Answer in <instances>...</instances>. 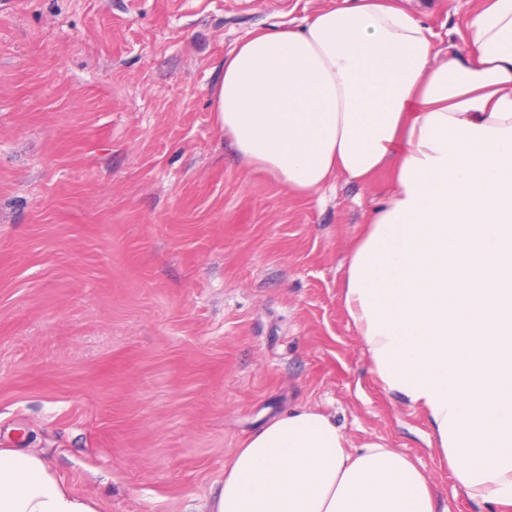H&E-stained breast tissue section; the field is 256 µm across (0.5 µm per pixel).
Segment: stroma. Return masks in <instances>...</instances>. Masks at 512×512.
Instances as JSON below:
<instances>
[{
	"instance_id": "obj_1",
	"label": "stroma",
	"mask_w": 512,
	"mask_h": 512,
	"mask_svg": "<svg viewBox=\"0 0 512 512\" xmlns=\"http://www.w3.org/2000/svg\"><path fill=\"white\" fill-rule=\"evenodd\" d=\"M332 0H0V448L43 452L99 512H207L288 407L457 486L422 410L383 389L343 305L391 188L300 200L214 121L224 58ZM475 0H414L435 32Z\"/></svg>"
}]
</instances>
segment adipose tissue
<instances>
[{"label":"adipose tissue","mask_w":512,"mask_h":512,"mask_svg":"<svg viewBox=\"0 0 512 512\" xmlns=\"http://www.w3.org/2000/svg\"><path fill=\"white\" fill-rule=\"evenodd\" d=\"M442 46L405 0H337L224 59L217 126L295 197L393 172L343 298L384 390L423 410L471 499L512 504V0ZM0 512H98L34 450L0 448ZM210 512H434L401 453L294 406L239 449Z\"/></svg>","instance_id":"adipose-tissue-1"}]
</instances>
